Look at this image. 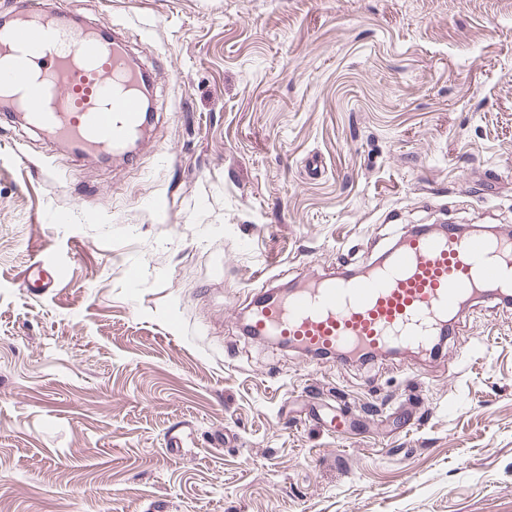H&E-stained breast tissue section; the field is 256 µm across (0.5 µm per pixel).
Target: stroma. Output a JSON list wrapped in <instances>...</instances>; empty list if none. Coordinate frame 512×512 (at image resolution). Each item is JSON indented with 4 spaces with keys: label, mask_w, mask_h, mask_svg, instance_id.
Wrapping results in <instances>:
<instances>
[{
    "label": "stroma",
    "mask_w": 512,
    "mask_h": 512,
    "mask_svg": "<svg viewBox=\"0 0 512 512\" xmlns=\"http://www.w3.org/2000/svg\"><path fill=\"white\" fill-rule=\"evenodd\" d=\"M43 4L156 111L136 168L0 114V512H512V305L343 364L240 320L409 226L512 227V0ZM52 270L53 264L50 257H43L35 261L28 268L26 287L41 294L47 293L55 285V276Z\"/></svg>",
    "instance_id": "stroma-1"
}]
</instances>
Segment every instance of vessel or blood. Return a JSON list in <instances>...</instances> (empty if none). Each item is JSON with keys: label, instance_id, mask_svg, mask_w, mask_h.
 I'll list each match as a JSON object with an SVG mask.
<instances>
[{"label": "vessel or blood", "instance_id": "vessel-or-blood-1", "mask_svg": "<svg viewBox=\"0 0 512 512\" xmlns=\"http://www.w3.org/2000/svg\"><path fill=\"white\" fill-rule=\"evenodd\" d=\"M144 82L126 40L46 12L38 0H22L0 28V110L82 153L112 154L139 132ZM26 285L42 294L54 287L51 258L29 266ZM488 299L512 300V237L415 226L364 273L305 277L283 295L261 291L247 333L343 363L429 347L473 301Z\"/></svg>", "mask_w": 512, "mask_h": 512}]
</instances>
